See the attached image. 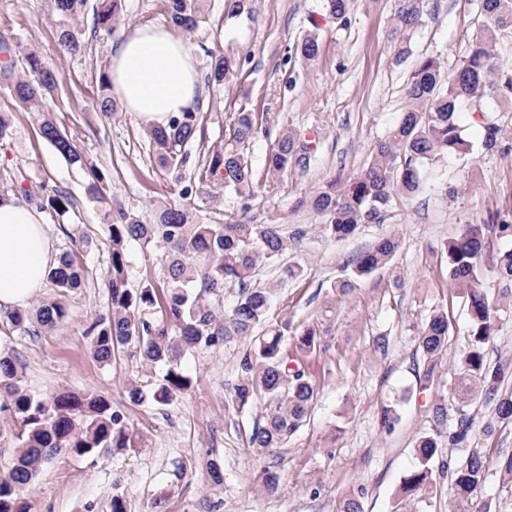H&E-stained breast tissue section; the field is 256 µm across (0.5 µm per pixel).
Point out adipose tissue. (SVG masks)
<instances>
[{
	"label": "adipose tissue",
	"mask_w": 512,
	"mask_h": 512,
	"mask_svg": "<svg viewBox=\"0 0 512 512\" xmlns=\"http://www.w3.org/2000/svg\"><path fill=\"white\" fill-rule=\"evenodd\" d=\"M109 76L113 97L146 124L167 125L172 114L196 102L194 57L167 26L124 35L112 48ZM57 263L41 213L12 199L0 201V309L23 307Z\"/></svg>",
	"instance_id": "obj_1"
}]
</instances>
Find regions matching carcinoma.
<instances>
[{"label": "carcinoma", "instance_id": "cac0c4a2", "mask_svg": "<svg viewBox=\"0 0 512 512\" xmlns=\"http://www.w3.org/2000/svg\"><path fill=\"white\" fill-rule=\"evenodd\" d=\"M60 49L77 56L84 44L74 23L87 0H52ZM208 0H165L167 21L186 32L195 31L208 17ZM350 0H326V11L336 20H347ZM485 23L484 33L473 41L469 52L449 74L436 57H424L412 71L405 88L407 105L388 135L375 142L368 167L348 179L333 176L317 186L301 204L322 221V231L343 239L364 224H379L397 197L419 194L433 176L432 169L453 157L466 156L475 145L459 121L467 110L480 117L483 136L480 148L512 156V138L501 124L498 108L512 109V62L495 61L497 34L512 33V0H474ZM122 11V0H97L96 28L112 33ZM409 30L422 22L418 0H407L399 15ZM299 51L307 62L320 55L316 38H305ZM205 75L207 85L221 89L233 81L241 62L233 55L212 54ZM23 72L16 63L0 66L12 99L29 114L40 137L64 159L68 167L83 177L88 199L102 205L107 227L110 263L104 273L108 288L107 309L92 317L85 336L96 360L109 364L122 348L133 345L142 362L165 368L162 379L147 388L135 381L128 384L131 401H149L164 406L191 386L181 368L182 360L193 354L217 350L228 338L240 336L248 345L239 360V381L228 403L240 413L256 405L264 422L255 425L250 436L251 451L260 458L273 457L293 436L310 413L317 393L316 380L301 362L288 359V341L304 354L321 345L325 330L307 325L298 330L291 321L272 313L276 289L254 287L257 266L275 264L281 279H297L304 269L285 257L298 232L287 236L282 225L254 222L248 216L257 182L256 171L244 154L245 144L260 128L279 124L269 113L242 109L231 116L224 131V143L209 148L195 167L193 177L179 190L186 203L160 204L155 219L145 224L131 210L120 208L112 214L104 173L80 146L77 137L60 128L47 110L55 98L59 73L35 51L23 54ZM111 81L105 71L99 75L96 106L106 117L115 114L110 94ZM205 116L193 106L171 117L166 127L144 126L157 166L164 172L182 171L189 162L187 145L205 140ZM314 158L312 142L284 125L265 157V181H280L288 173L310 169ZM224 187L241 202L240 215L222 224L200 217L195 200L214 198L211 184ZM13 198L36 203L60 220L73 210L72 197L61 190L45 191L18 184ZM67 237L72 248L59 255L48 276L58 289V298L35 311L13 310L0 319V331L27 334L51 331L69 318L67 297L82 287L88 271L76 259V251L89 244L88 236L74 225ZM489 237L512 240V210L491 212L481 224H465L460 232L441 246L448 265V287L460 292L469 315L467 334L460 337L463 350L449 372L450 395L437 393L431 406L430 425L419 434L414 450L418 466L403 477L399 501L419 505L421 512L432 507L436 474L433 463L442 455V443L456 454L442 463L448 471V512H470L474 499L486 487L492 474L499 475L512 491V450L490 452L473 445L477 438L490 440L504 426L512 425V358L504 355L488 359L494 339L499 301L483 287L477 273ZM138 243L149 251L160 245L167 269L165 286L146 280L137 289L128 288L129 244ZM399 248L394 237L379 239L351 261L353 276L363 277L390 263ZM498 277L512 284V247L499 250L493 259ZM354 283L347 278L330 285L324 312L333 311L336 297L349 294ZM233 297L220 310L216 303ZM161 309V318L152 321L151 311ZM450 337L447 309L440 307L421 325L417 350L425 367L422 390L434 387L435 371L447 360ZM24 367L9 353L0 354V442L14 445L15 456L0 471V512H30L25 493L42 466L59 457L128 456L144 447L142 436L112 407V401L94 392L64 390L40 395L24 385ZM477 402L486 409V420L474 433V421L464 407ZM286 482L279 465L273 462L261 470L257 483L267 494L282 491ZM366 490L359 486L339 502L337 512H364Z\"/></svg>", "mask_w": 512, "mask_h": 512}]
</instances>
